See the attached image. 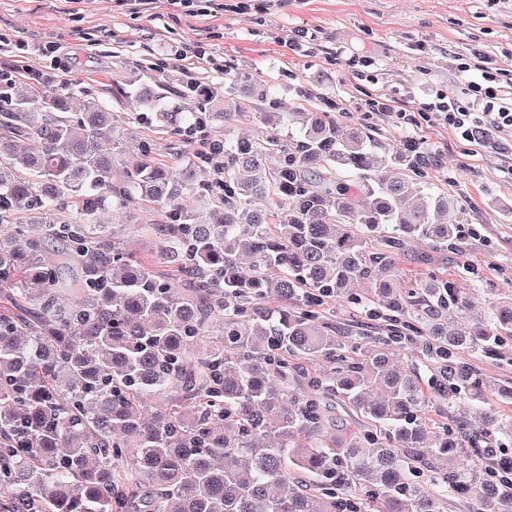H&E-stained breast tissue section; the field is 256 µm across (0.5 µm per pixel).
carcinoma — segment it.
<instances>
[{
	"label": "carcinoma",
	"mask_w": 512,
	"mask_h": 512,
	"mask_svg": "<svg viewBox=\"0 0 512 512\" xmlns=\"http://www.w3.org/2000/svg\"><path fill=\"white\" fill-rule=\"evenodd\" d=\"M176 67L112 79L130 119L193 145L169 164L150 141L127 164L112 107L80 83L0 78V512H446L450 493L512 512V470L462 459L512 432L489 401L512 387L466 362L512 359V295L471 319L459 281L400 277L410 242L463 239L421 181L428 153L332 107L291 128L276 98L239 94L245 74L184 83L173 105ZM245 117L271 128L212 133ZM132 200L185 293L98 223ZM333 300L377 337L341 335ZM407 341L428 379L389 357Z\"/></svg>",
	"instance_id": "cac0c4a2"
}]
</instances>
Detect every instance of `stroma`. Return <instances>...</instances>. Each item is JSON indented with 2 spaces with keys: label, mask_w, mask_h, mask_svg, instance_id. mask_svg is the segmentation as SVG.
Returning <instances> with one entry per match:
<instances>
[{
  "label": "stroma",
  "mask_w": 512,
  "mask_h": 512,
  "mask_svg": "<svg viewBox=\"0 0 512 512\" xmlns=\"http://www.w3.org/2000/svg\"><path fill=\"white\" fill-rule=\"evenodd\" d=\"M299 29L314 33L312 53L289 49ZM196 40L208 43L223 72L185 60L172 72L173 83L251 72L257 93L276 95L280 111L312 108L329 97L346 103L345 124L377 130L397 144L421 139L431 156L424 179L457 199L448 218L465 216V241L460 251L443 254L414 243L401 260L402 276L428 269L473 276L477 314L486 289L512 292V214L500 210L512 205V150L398 119L436 92L457 95L478 79L477 69L459 71L455 56L478 50L512 71V0H224L223 13L213 17L179 14L168 0H149L136 11L115 0H0L1 62L79 80L118 116L129 106L112 91L113 69L143 82L140 62L174 58ZM364 56L374 66H358Z\"/></svg>",
  "instance_id": "35a3bbf8"
}]
</instances>
